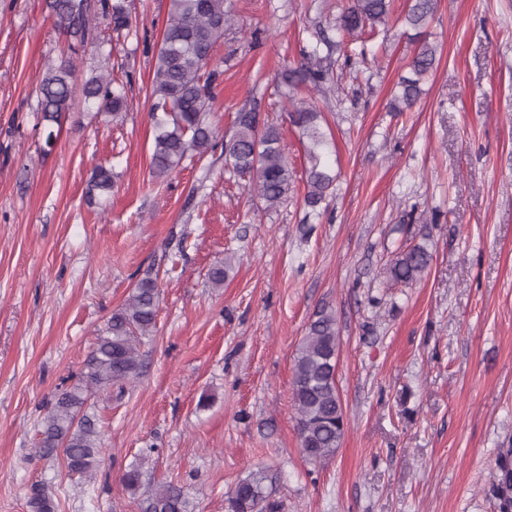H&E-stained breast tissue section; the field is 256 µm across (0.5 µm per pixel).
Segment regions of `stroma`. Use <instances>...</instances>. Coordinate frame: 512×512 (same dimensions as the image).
<instances>
[{
	"label": "stroma",
	"instance_id": "obj_1",
	"mask_svg": "<svg viewBox=\"0 0 512 512\" xmlns=\"http://www.w3.org/2000/svg\"><path fill=\"white\" fill-rule=\"evenodd\" d=\"M229 2L212 121L228 137L237 112L255 109L279 129L294 184L273 209L217 153L150 175L169 0H128L137 36L77 54L79 79L106 67L123 79L126 113L76 102L49 147L39 84L67 39L44 0H0V512H29L36 482L57 512H139L121 482L135 462L145 488L173 482L194 512H225L260 468L281 512H497V452L512 447V0H438L422 30L435 66L404 112L389 103L416 42L380 28L339 37L348 0ZM317 30L333 89L299 95L322 114L338 174L318 216L275 92ZM98 164L115 186L90 202ZM418 244L428 269L393 283L391 259ZM149 274L161 299L139 376L90 397L104 453L92 476L68 475L35 453L38 425ZM324 307L336 314L347 425L334 457L313 465L291 381Z\"/></svg>",
	"mask_w": 512,
	"mask_h": 512
}]
</instances>
